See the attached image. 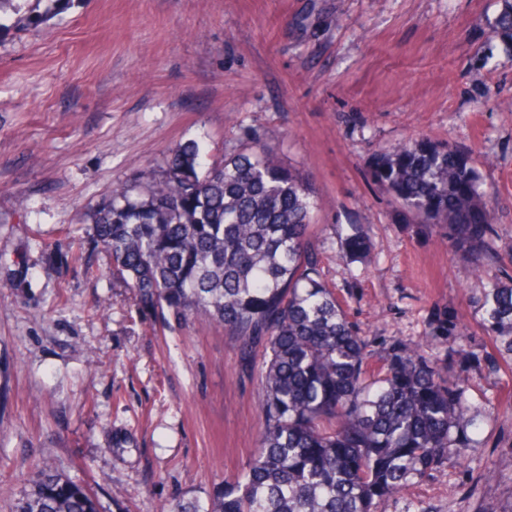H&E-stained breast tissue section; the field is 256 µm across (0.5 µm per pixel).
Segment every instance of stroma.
<instances>
[{"label":"stroma","mask_w":512,"mask_h":512,"mask_svg":"<svg viewBox=\"0 0 512 512\" xmlns=\"http://www.w3.org/2000/svg\"><path fill=\"white\" fill-rule=\"evenodd\" d=\"M18 11L44 10L19 0ZM501 0H70L0 14V512L49 460L102 512L206 505L249 465L255 370L199 316L141 313L79 221L180 144L206 160L259 140L313 179L323 280L369 336L415 346L439 309L465 327L468 445L377 512L512 504V358L483 326L490 274L406 223L374 154L426 135L472 151L512 259V57ZM373 242L344 266L350 225ZM126 447L110 449L114 432ZM493 37L499 39V46L512 54V1L503 0L502 9L491 23Z\"/></svg>","instance_id":"1"}]
</instances>
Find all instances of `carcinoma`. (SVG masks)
<instances>
[{
	"mask_svg": "<svg viewBox=\"0 0 512 512\" xmlns=\"http://www.w3.org/2000/svg\"><path fill=\"white\" fill-rule=\"evenodd\" d=\"M491 28L512 54V0ZM370 175L408 217L441 226L448 250L484 268L495 228L470 155L416 136L379 154ZM316 208L315 185L276 147L254 142L207 165L188 142L160 173L104 195L90 216L91 241L109 250L112 274L139 310L177 322L200 313L243 351L260 343L268 353L248 469L206 510L189 503L170 512H376L378 501L438 467L448 448L466 447L472 419L462 387L448 378V365H466L463 351L443 358L427 344L388 345L350 321L322 280L310 235ZM371 250L355 224L341 238L346 264ZM505 279L512 274L502 268L483 321L498 350L512 355ZM429 335L446 345L464 327L441 311ZM13 512L100 510L87 485L39 467Z\"/></svg>",
	"mask_w": 512,
	"mask_h": 512,
	"instance_id": "obj_1",
	"label": "carcinoma"
}]
</instances>
